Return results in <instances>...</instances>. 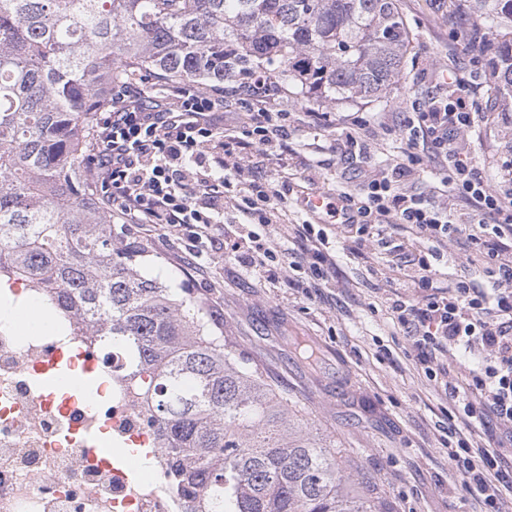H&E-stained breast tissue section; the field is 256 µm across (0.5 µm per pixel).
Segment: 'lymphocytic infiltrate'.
<instances>
[{"instance_id": "1", "label": "lymphocytic infiltrate", "mask_w": 512, "mask_h": 512, "mask_svg": "<svg viewBox=\"0 0 512 512\" xmlns=\"http://www.w3.org/2000/svg\"><path fill=\"white\" fill-rule=\"evenodd\" d=\"M438 88L427 111L399 120L410 148L406 158L377 165L369 147H361L362 188L356 195L339 192L337 198L349 225L362 232L386 224L412 229L440 245L465 237L466 260L481 267L491 289L466 278L438 286L431 262L421 255L409 260L405 273L408 287L420 294L394 300L391 315L426 362L438 363L459 346L481 350V364L468 372L479 400L465 402L463 412L478 421L494 416L512 435V177L485 180L466 138L476 123L491 125L500 115L475 111L459 77L439 82ZM169 91L170 104L163 107L147 104L143 90L119 84L111 111L97 117L101 149L92 176L111 195L113 209L126 223L163 226L187 250L205 243L217 255L225 247L216 232L224 195L235 192L242 217L239 239L232 244L238 260L250 267L308 268L306 288L318 287L335 265L325 231L299 225L302 251L294 260L288 250L263 241L259 230L275 223L286 194L256 178L240 181L243 157L225 148L239 134L261 153L283 147L289 115L276 106L284 88L254 74L238 132L224 125L223 91L182 83L171 84ZM427 164L440 177L442 202H431L417 186L415 175ZM448 459L459 470L462 490L481 499L485 512H500L498 491L489 480L500 462L496 449L473 448L460 439Z\"/></svg>"}]
</instances>
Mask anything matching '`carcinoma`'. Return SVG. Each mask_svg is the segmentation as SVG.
Masks as SVG:
<instances>
[{"label": "carcinoma", "instance_id": "obj_1", "mask_svg": "<svg viewBox=\"0 0 512 512\" xmlns=\"http://www.w3.org/2000/svg\"><path fill=\"white\" fill-rule=\"evenodd\" d=\"M496 33L476 47L487 112H512V0H463ZM414 39L400 0H0V272L128 354L176 492L200 512H382L336 445L240 364L200 303L121 243L85 177L112 86L151 72L219 86L266 69L324 106L384 98Z\"/></svg>", "mask_w": 512, "mask_h": 512}]
</instances>
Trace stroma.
Returning <instances> with one entry per match:
<instances>
[{
  "label": "stroma",
  "instance_id": "stroma-1",
  "mask_svg": "<svg viewBox=\"0 0 512 512\" xmlns=\"http://www.w3.org/2000/svg\"><path fill=\"white\" fill-rule=\"evenodd\" d=\"M415 41L397 83L384 102H342L330 119L294 123L285 149L264 161L261 176L285 185L288 208L274 239L297 251L296 225L324 228L336 246V265L313 295L299 283L304 272L288 267L265 273L234 255L213 259L188 252L154 224L133 226L130 238L147 246V265L203 301L244 365L259 368L295 405L314 432L334 440L348 461L352 483L380 501L385 512H480L462 492L448 462V436L475 448H497L503 473L512 472V439L494 419L472 421L449 402L419 361V352L390 318L396 297H411L399 265L431 244L410 230L385 229L392 248L360 240L355 228L311 214L306 197L352 192L360 159L349 151L343 129L363 124L377 160H400L407 145L394 131L399 102L423 109L435 91V69L479 73L475 51L454 39L459 16L448 0H400ZM480 168L499 177L512 166V121L482 128L469 138ZM440 284L469 277L481 287L488 278L464 258V243L449 240L433 261Z\"/></svg>",
  "mask_w": 512,
  "mask_h": 512
}]
</instances>
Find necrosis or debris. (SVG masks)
Segmentation results:
<instances>
[{"label": "necrosis or debris", "instance_id": "1", "mask_svg": "<svg viewBox=\"0 0 512 512\" xmlns=\"http://www.w3.org/2000/svg\"><path fill=\"white\" fill-rule=\"evenodd\" d=\"M99 355L76 327L31 334L0 321V512H191L140 399L106 364L89 381L86 362ZM92 434L150 454L100 464Z\"/></svg>", "mask_w": 512, "mask_h": 512}]
</instances>
